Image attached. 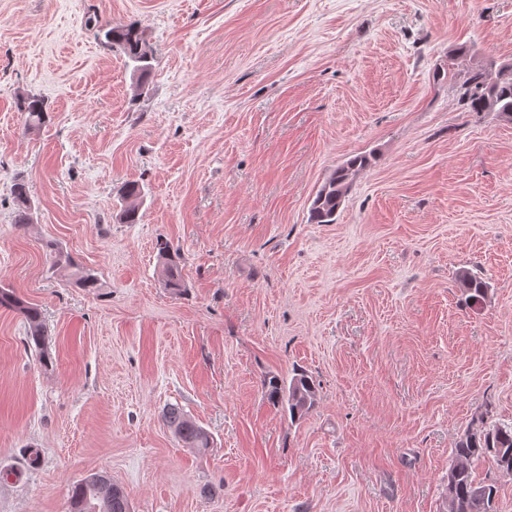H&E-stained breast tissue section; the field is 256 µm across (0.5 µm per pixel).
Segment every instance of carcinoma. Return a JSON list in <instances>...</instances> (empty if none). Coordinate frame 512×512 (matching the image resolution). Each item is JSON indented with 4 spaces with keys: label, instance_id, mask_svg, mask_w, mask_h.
I'll return each instance as SVG.
<instances>
[{
    "label": "carcinoma",
    "instance_id": "cac0c4a2",
    "mask_svg": "<svg viewBox=\"0 0 512 512\" xmlns=\"http://www.w3.org/2000/svg\"><path fill=\"white\" fill-rule=\"evenodd\" d=\"M104 44L120 52L134 64L133 71L138 74L134 97H139L145 89V79L152 69L153 56L145 51L144 32L137 23L101 29ZM459 100L471 112H497L512 120V62L486 65L468 70L467 77L459 89ZM18 111L26 115L30 125H41L48 117L46 103L36 96H26L18 100ZM374 155L358 153L351 156L342 165L333 169L316 193L310 208V222L313 224H332L336 213L345 199L354 178L372 165ZM12 193L18 205L15 223H31L28 211L29 199L26 186L22 182L13 185ZM124 208L119 218L134 224L138 219L141 189L139 184L129 182L121 189ZM162 261L165 287L178 292L186 291L182 278V257L167 241L156 244ZM462 288L469 293V299L478 301L487 292L486 283L468 270L458 275ZM0 307L16 310L23 315L28 332L26 344L39 352L43 363H51L46 352L47 336L41 310L9 288L0 287ZM265 394L274 404H287L292 421L304 418L316 401V387L313 380L304 372H296L290 382H285L277 374L264 379ZM166 425L174 435L189 448L204 450L210 445L208 433L194 423L178 407H169L164 413ZM490 458L497 468L512 473V425H499L491 429L483 427L469 430L454 448V461L448 469V512H493L490 502L494 500L496 490L490 484L476 481L472 475V464L481 458ZM103 480L109 484L112 492L105 498L96 497L94 484L83 479L72 487L69 499V512H129L130 502L127 490L112 483L108 477Z\"/></svg>",
    "mask_w": 512,
    "mask_h": 512
}]
</instances>
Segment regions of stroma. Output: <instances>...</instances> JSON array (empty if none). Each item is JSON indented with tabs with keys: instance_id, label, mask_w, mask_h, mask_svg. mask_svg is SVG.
Here are the masks:
<instances>
[{
	"instance_id": "stroma-1",
	"label": "stroma",
	"mask_w": 512,
	"mask_h": 512,
	"mask_svg": "<svg viewBox=\"0 0 512 512\" xmlns=\"http://www.w3.org/2000/svg\"><path fill=\"white\" fill-rule=\"evenodd\" d=\"M130 22L153 50L139 96L98 34ZM491 59L512 61V0H0V287L40 308L52 358L0 308V512H68L97 473L131 512H446L459 439L512 424V121L457 94ZM369 152L335 223H311ZM298 370L317 396L294 422L263 381ZM18 111L26 116L28 125H41L45 123L48 117L46 103L43 99L36 96L21 97L18 100ZM372 153L352 155L333 169L316 193L310 208V221L314 224H332L354 178L372 165ZM121 198L124 201V208L119 218L123 223L134 224L138 219V201L141 198V189L135 182L126 183L121 189ZM158 255L162 261L165 287L178 292H185L186 286L182 278V257L168 241L158 240L156 244ZM164 421L174 435L187 447L197 450L209 448L208 433L194 423L179 407H168L164 413Z\"/></svg>"
}]
</instances>
